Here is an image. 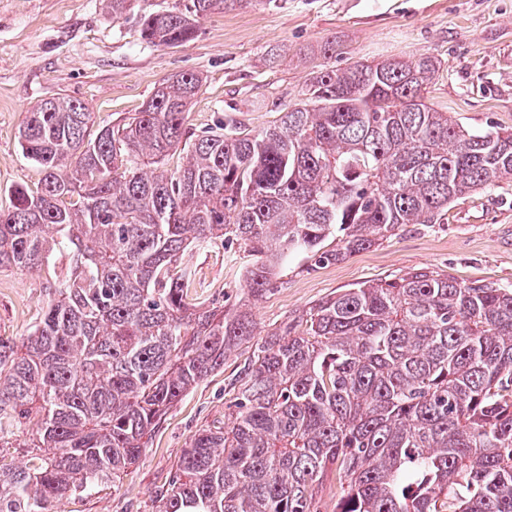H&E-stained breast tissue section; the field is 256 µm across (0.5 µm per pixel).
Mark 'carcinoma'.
I'll return each instance as SVG.
<instances>
[{"mask_svg": "<svg viewBox=\"0 0 512 512\" xmlns=\"http://www.w3.org/2000/svg\"><path fill=\"white\" fill-rule=\"evenodd\" d=\"M250 0H187L140 16L178 46L194 18ZM422 55L322 68L278 124L192 137L200 79L183 73L117 126L91 132L70 97L19 132L41 189L0 210V265L56 281L31 336H0V447L31 426L30 468L0 467V512H55L117 480L163 417L239 346L233 421L195 435L157 512H512V288L430 268L363 282L257 338L248 312L186 302L187 252L243 242L249 292L292 254L318 268L406 224H441L458 197L512 181V130H474L426 102ZM176 173L144 172L172 149Z\"/></svg>", "mask_w": 512, "mask_h": 512, "instance_id": "carcinoma-1", "label": "carcinoma"}]
</instances>
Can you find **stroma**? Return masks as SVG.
<instances>
[{
  "mask_svg": "<svg viewBox=\"0 0 512 512\" xmlns=\"http://www.w3.org/2000/svg\"><path fill=\"white\" fill-rule=\"evenodd\" d=\"M184 2L128 0L116 20L107 0H0V207L9 206L11 187L40 185V168L18 144L34 106L68 95L88 105L95 127L113 125L181 73L202 78L189 110L193 132L212 127L221 112L254 134L278 120L321 68L424 54L439 65L427 93L435 109L473 129L512 128V0H254L200 19L182 45L141 41L143 11ZM330 39L337 51L328 59L321 48ZM185 265L190 297L221 298L228 311L248 306L261 336L341 289L419 267L511 287L512 182L455 200L445 223L404 226L342 262L314 270L304 256H290L275 289L255 299L247 295L242 245L193 251ZM49 299L46 272L0 267V335L24 340ZM247 355L238 349L193 388L120 481L72 494L57 512H156L154 493L183 450L200 429L223 421L225 385Z\"/></svg>",
  "mask_w": 512,
  "mask_h": 512,
  "instance_id": "1",
  "label": "stroma"
}]
</instances>
